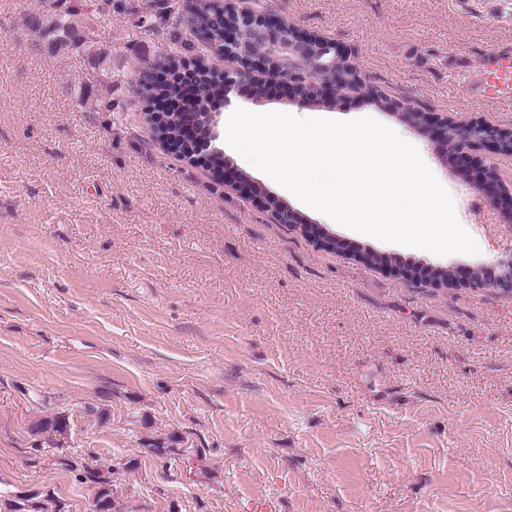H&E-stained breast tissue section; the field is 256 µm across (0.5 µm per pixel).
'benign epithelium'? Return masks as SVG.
Segmentation results:
<instances>
[{
  "instance_id": "benign-epithelium-1",
  "label": "benign epithelium",
  "mask_w": 512,
  "mask_h": 512,
  "mask_svg": "<svg viewBox=\"0 0 512 512\" xmlns=\"http://www.w3.org/2000/svg\"><path fill=\"white\" fill-rule=\"evenodd\" d=\"M229 10L234 12L236 21L224 27L223 44L216 43L211 47L215 55L231 64V67L224 69V81L221 84L224 93H229L239 85L263 89L268 82L280 80L288 84L297 102L304 105L319 99L334 98L348 91L347 83L354 78L339 61L353 62L355 55L352 52L323 36H311L268 10L258 11L245 5L238 6L233 0H226L224 11ZM310 85L315 86L311 94L306 92ZM180 86V96L188 98L195 107L193 112L179 113L182 139L195 142L197 148L208 150L210 156L223 153L224 138L213 125L211 113L208 112L213 91L201 89L195 79L190 82L182 79ZM453 125L455 122L446 117L426 112L423 127L415 123L411 127L421 134H439L446 139L448 129ZM459 128L463 130L465 139L450 150V161L468 177L474 173L479 175L491 210L511 216L512 192L503 187L497 175L486 168H480V159L476 155V152L482 150L512 154V147L506 146L504 140L508 129L481 120L461 124ZM234 182L259 207L268 209L266 199L271 194L260 185L242 175L234 178ZM434 283L444 288L491 286V283L474 272L463 283L449 273L434 280Z\"/></svg>"
}]
</instances>
